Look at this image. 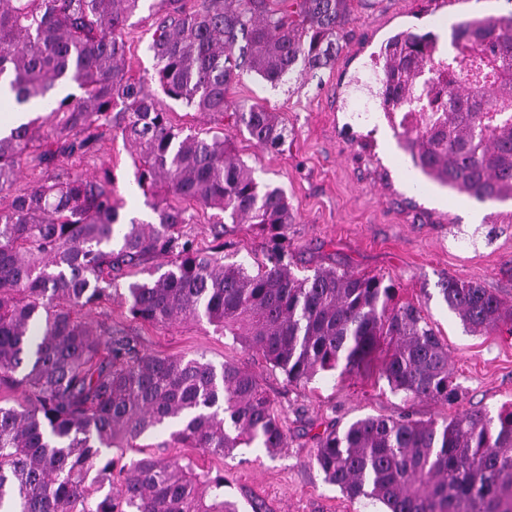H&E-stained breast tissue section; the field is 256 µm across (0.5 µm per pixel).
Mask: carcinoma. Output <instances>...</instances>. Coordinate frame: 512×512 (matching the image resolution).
<instances>
[{
  "instance_id": "carcinoma-1",
  "label": "carcinoma",
  "mask_w": 512,
  "mask_h": 512,
  "mask_svg": "<svg viewBox=\"0 0 512 512\" xmlns=\"http://www.w3.org/2000/svg\"><path fill=\"white\" fill-rule=\"evenodd\" d=\"M143 0H0V80L21 104L40 99L52 122L0 137V386L24 393L0 405V512H237L224 474L126 450L171 422L173 447L224 456L286 445L257 378L234 363L146 354L102 338L81 312L112 299V273L133 319L206 321L240 339L290 383L360 369L387 345L381 373L407 398L451 403L458 385L448 348L414 304L379 276L316 269L296 276L288 258L294 215L286 193L262 184L218 135L183 133L157 95L125 69L124 30ZM148 44L161 92L196 112L224 116L278 149L288 127L259 103L229 109L241 67L276 88L299 69L335 60L350 0H154ZM444 55L430 32H399L381 49L370 93L412 166L480 201L512 200V12L460 21ZM61 82L79 93L53 95ZM139 152L136 184L163 192L157 223H123L114 177L56 175L14 191L20 164L94 152L105 133ZM265 233L267 264L222 262L183 236L187 206ZM167 257L160 273L149 263ZM444 302L474 334H512V305L455 279ZM325 480L383 512H512V404L421 421L366 417L317 435ZM114 449L117 457L103 455ZM95 476H90V472Z\"/></svg>"
}]
</instances>
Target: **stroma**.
Segmentation results:
<instances>
[{"instance_id":"stroma-1","label":"stroma","mask_w":512,"mask_h":512,"mask_svg":"<svg viewBox=\"0 0 512 512\" xmlns=\"http://www.w3.org/2000/svg\"><path fill=\"white\" fill-rule=\"evenodd\" d=\"M512 11V0H373L352 4L349 33L335 62L317 74H302L271 87L243 72L229 84V106L258 102L278 113L290 136L278 150L257 145L229 128L227 119L193 112L165 100L173 125L202 134L226 133L228 144L262 183L281 187L296 220L288 227L289 260L300 273L334 267L394 280L402 300L420 306L448 348L458 384L454 403L409 399L381 379V358L355 372H322L288 382L244 343L215 333L207 324L148 325L134 320L120 293L93 308L87 318L98 330L130 339L144 353L201 358L214 366L230 362L252 372L279 414L286 446L276 454L239 448L222 456H200L193 448L168 447L169 429L149 442L160 456L195 458L203 471L224 475V495L239 512H381V504L352 500L327 483L315 461L316 434L367 416L443 421L482 410L496 414L512 402V335H475L448 309L444 280L475 281L512 303V224H492L490 214L512 211L511 202H480L442 187L413 170L381 112L359 116L369 101L357 81L369 80L374 55L395 32L438 36L449 46L451 22ZM152 19L142 8L126 31L125 68L150 79L154 60L147 46ZM134 149L121 135H106L94 155L59 159V169L93 175L112 169L122 220H155L151 200L135 188ZM217 218L201 210L187 232L204 250L219 248L225 262L250 267L265 263L263 235L248 225L228 226L215 240Z\"/></svg>"}]
</instances>
